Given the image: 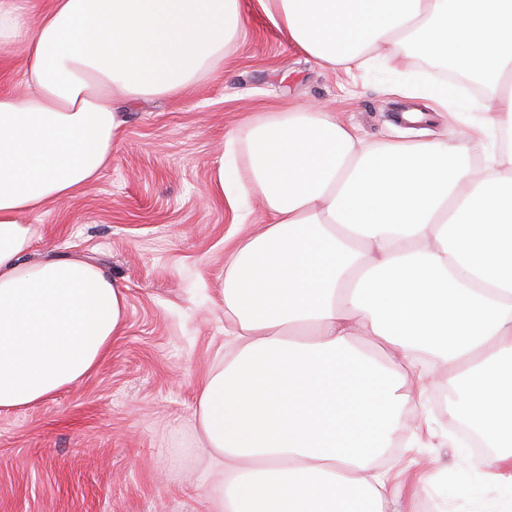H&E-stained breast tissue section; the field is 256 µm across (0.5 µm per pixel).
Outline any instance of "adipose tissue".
I'll return each mask as SVG.
<instances>
[{"instance_id":"adipose-tissue-1","label":"adipose tissue","mask_w":512,"mask_h":512,"mask_svg":"<svg viewBox=\"0 0 512 512\" xmlns=\"http://www.w3.org/2000/svg\"><path fill=\"white\" fill-rule=\"evenodd\" d=\"M289 41L330 69L393 51L484 88L471 99L402 71L391 90L452 109L438 139L363 145L332 112L247 127L248 177L266 221L242 236L218 293L235 346L198 398L224 476L215 512H396L380 470L432 381L490 455L448 490H512V0H261ZM240 0H0V47H22L23 85L0 91V409L77 383L121 336L126 298L80 257L30 260L31 217L109 164L123 104L183 95L216 72ZM484 145L480 162L470 160Z\"/></svg>"}]
</instances>
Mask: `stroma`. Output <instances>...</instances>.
I'll return each instance as SVG.
<instances>
[{
  "mask_svg": "<svg viewBox=\"0 0 512 512\" xmlns=\"http://www.w3.org/2000/svg\"><path fill=\"white\" fill-rule=\"evenodd\" d=\"M244 26L221 72L188 95L125 107L112 163L73 198L44 206L34 257L81 255L123 288L125 330L76 385L33 406L0 410V512H213L223 492L197 428V400L229 360L224 302L215 291L242 228L217 183L215 159L247 123L319 102L381 143L404 135L383 65L333 71L292 45L241 0ZM426 447L390 448L395 482H431L401 512L444 501L466 462L442 438L454 424L435 402Z\"/></svg>",
  "mask_w": 512,
  "mask_h": 512,
  "instance_id": "1",
  "label": "stroma"
}]
</instances>
